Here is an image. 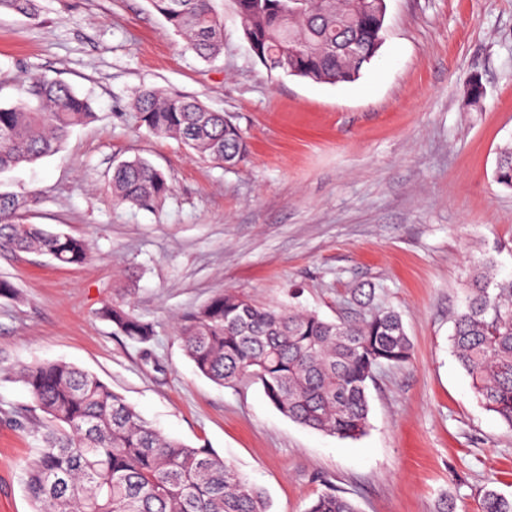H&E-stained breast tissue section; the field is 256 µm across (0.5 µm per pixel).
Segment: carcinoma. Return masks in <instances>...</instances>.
<instances>
[{"label": "carcinoma", "instance_id": "1", "mask_svg": "<svg viewBox=\"0 0 512 512\" xmlns=\"http://www.w3.org/2000/svg\"><path fill=\"white\" fill-rule=\"evenodd\" d=\"M200 58L224 49L214 0H149ZM384 0H233L254 57L270 72L315 82H353L382 45ZM32 20L37 0H0V10ZM351 40L352 57L338 49ZM139 122L201 157L235 166L247 155L239 129L222 112L180 94L143 92ZM96 117L88 98L47 76L31 77L13 104L0 106V172L57 152L70 131ZM497 183L512 189V148L501 152ZM121 203L148 206L170 191L164 174L137 158L112 172ZM20 203L0 194V248L39 253L64 265L89 254L85 239L23 222ZM477 276L453 323L454 355L483 406L512 426V281L489 288ZM100 317L133 342L153 326L122 301ZM176 330L196 370L220 384L249 379L283 415L314 430L357 439L368 425V382L384 365H401L412 346L400 315L369 307L359 321L259 304L226 291L179 316ZM19 377L45 415L36 456L24 468L32 512H269L265 493L210 448L168 438L98 377L62 361L37 362ZM307 512H358L348 498L323 492ZM481 512H512V500L484 493Z\"/></svg>", "mask_w": 512, "mask_h": 512}]
</instances>
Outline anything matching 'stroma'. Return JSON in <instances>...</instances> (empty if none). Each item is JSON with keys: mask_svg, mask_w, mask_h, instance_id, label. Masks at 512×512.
<instances>
[{"mask_svg": "<svg viewBox=\"0 0 512 512\" xmlns=\"http://www.w3.org/2000/svg\"><path fill=\"white\" fill-rule=\"evenodd\" d=\"M378 55L349 83L269 73L232 0H214L224 53L200 59L149 0H39L0 11V104L45 75L92 100L63 148L0 175L38 193L28 223L84 238L80 266L0 249V512H32L22 467L43 419L14 373L64 361L96 375L163 434L213 449L263 489L270 512H306L335 490L359 512H480L512 499V428L487 411L449 340L473 273L512 277V189L494 179L512 146V0H385ZM484 96L472 101V79ZM197 97L235 123L246 159L224 166L161 140L132 108L141 91ZM142 157L170 192L116 201L112 168ZM402 317L409 362L378 370L356 440L282 415L259 385L196 373L177 316L231 289L258 302L358 319L352 290ZM124 301L145 345L99 311Z\"/></svg>", "mask_w": 512, "mask_h": 512, "instance_id": "1", "label": "stroma"}]
</instances>
